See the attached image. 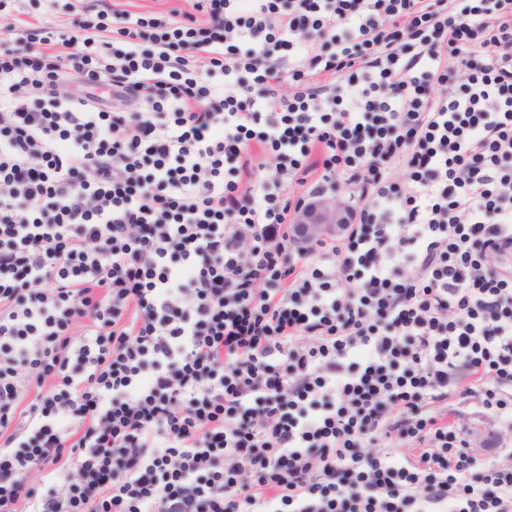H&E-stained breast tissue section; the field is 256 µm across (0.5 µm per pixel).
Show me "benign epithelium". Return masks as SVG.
<instances>
[{
  "instance_id": "7a95c632",
  "label": "benign epithelium",
  "mask_w": 512,
  "mask_h": 512,
  "mask_svg": "<svg viewBox=\"0 0 512 512\" xmlns=\"http://www.w3.org/2000/svg\"><path fill=\"white\" fill-rule=\"evenodd\" d=\"M349 223L350 210L336 195H326L305 202L294 212L291 234L298 244L310 245L326 236H340Z\"/></svg>"
}]
</instances>
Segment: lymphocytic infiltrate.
I'll use <instances>...</instances> for the list:
<instances>
[{"label":"lymphocytic infiltrate","instance_id":"lymphocytic-infiltrate-1","mask_svg":"<svg viewBox=\"0 0 512 512\" xmlns=\"http://www.w3.org/2000/svg\"><path fill=\"white\" fill-rule=\"evenodd\" d=\"M0 512H512V0L1 40ZM350 224V210L336 195L317 197L305 202L297 211L291 226L292 237L299 245H310L325 236H340Z\"/></svg>","mask_w":512,"mask_h":512}]
</instances>
